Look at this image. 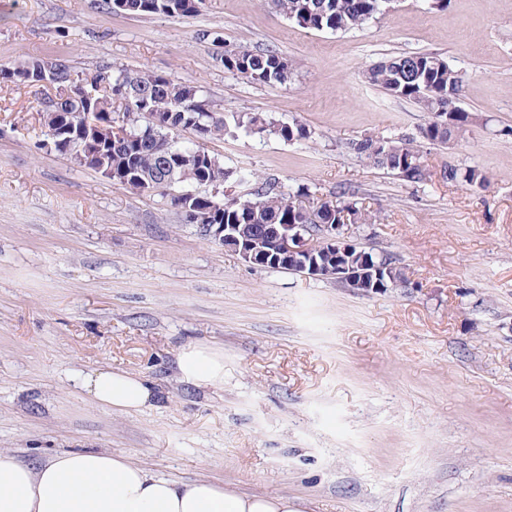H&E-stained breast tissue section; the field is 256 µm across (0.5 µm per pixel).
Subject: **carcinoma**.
I'll return each instance as SVG.
<instances>
[{
  "label": "carcinoma",
  "instance_id": "obj_1",
  "mask_svg": "<svg viewBox=\"0 0 512 512\" xmlns=\"http://www.w3.org/2000/svg\"><path fill=\"white\" fill-rule=\"evenodd\" d=\"M112 9L127 15L149 16L163 14L168 16L189 15L198 12L204 0H109ZM367 13L357 9V0H267L276 11L310 30L347 31L365 24L380 13L386 0H364ZM220 61L224 69L240 75L255 84H272L288 78L292 64L278 54L253 52L249 50H226ZM37 60L23 61L14 68L0 70V78L28 84L26 74L37 77ZM74 76L72 67L65 60L57 59L49 63L46 80L56 89L72 84ZM83 79L91 78L104 85L102 92L90 101L76 95L60 103L45 96L40 101L43 112H63L75 123H81L86 116L98 122L97 137L108 142L100 155L92 154L85 159L82 166L110 180L128 186L133 190L148 192L150 186L139 183L148 177L158 184L166 180L171 186L179 184L202 185V182L221 181L229 178L228 170L218 158H213V165L203 173L193 164L184 161L190 152H206L200 145L193 148L176 144L174 135L190 125L205 126L200 135L212 139L224 135L230 130L224 115L211 109L209 102L202 97L197 87L177 77L160 75L153 72L114 69L110 64H102L88 72L81 73ZM368 81L391 94L408 99H424V110L437 111L436 102L448 106V97L460 91L462 77L452 69L443 58L431 54L390 58L372 66L367 71ZM121 119L126 136L112 138L113 123ZM160 125H155V122ZM468 126L467 117L460 118V123L448 129L436 123H429L421 129L425 139L432 142L446 143L452 136L462 132ZM235 127L245 128L253 134H274L285 140L295 137L304 139L302 127L280 123L272 117L261 114L239 115ZM406 147L393 139H385L382 148H375L370 140L362 139L357 143L358 153L370 163L395 171L402 177L419 182L425 178L422 168H401L399 156ZM444 177L450 182L462 180L470 185H483L486 177L469 170L463 174L455 167H448ZM349 211L351 224H374L377 215L362 210L353 200L336 203ZM189 207L198 210L213 211V219L221 224H239L245 233L260 237L269 224H298L304 231L317 230L321 224H334L336 218L324 215V208L316 205H304L292 199L291 193L275 184L252 198H240V204L234 205L225 196L213 197L198 194ZM366 256L371 263L381 268V290L392 285L406 282L401 269L396 267L392 258L383 253L366 251L357 245L350 246L345 255V262L357 272V279L370 277L371 269L359 266L361 256Z\"/></svg>",
  "mask_w": 512,
  "mask_h": 512
}]
</instances>
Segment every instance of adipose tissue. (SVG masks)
Listing matches in <instances>:
<instances>
[{"label": "adipose tissue", "mask_w": 512, "mask_h": 512, "mask_svg": "<svg viewBox=\"0 0 512 512\" xmlns=\"http://www.w3.org/2000/svg\"><path fill=\"white\" fill-rule=\"evenodd\" d=\"M177 374L198 388L224 385V352L206 344L181 348ZM89 397L115 412L148 407L144 377L109 367L85 376ZM0 512H302L286 496L249 495L201 478L190 483L150 472L125 455L84 449L53 455L38 466L0 450Z\"/></svg>", "instance_id": "1"}]
</instances>
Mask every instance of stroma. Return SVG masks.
Returning a JSON list of instances; mask_svg holds the SVG:
<instances>
[{
  "label": "stroma",
  "mask_w": 512,
  "mask_h": 512,
  "mask_svg": "<svg viewBox=\"0 0 512 512\" xmlns=\"http://www.w3.org/2000/svg\"><path fill=\"white\" fill-rule=\"evenodd\" d=\"M227 48L278 53L292 70L248 82L225 70ZM419 53L463 76L474 120L445 144L421 137L431 115L417 102L365 78ZM25 59L170 74L225 116L301 124L298 141L241 128L175 139L232 170L234 195L270 180L317 201L349 192L380 219L346 235L390 254L410 284L367 295L250 265L168 197L47 145L39 89L0 81V450L37 464L108 449L304 512H512V0H389L347 32L302 28L266 0L175 17L0 0V70ZM367 137L420 154L426 180L360 158ZM449 165L488 187L448 182ZM192 342L223 348V389L179 381ZM104 366L149 380L152 406L96 405L80 381Z\"/></svg>",
  "instance_id": "35a3bbf8"
}]
</instances>
